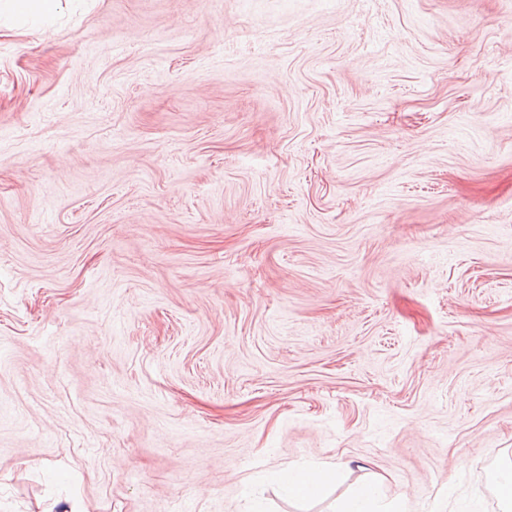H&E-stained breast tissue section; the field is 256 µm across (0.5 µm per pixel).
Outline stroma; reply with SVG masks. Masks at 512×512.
<instances>
[{
    "mask_svg": "<svg viewBox=\"0 0 512 512\" xmlns=\"http://www.w3.org/2000/svg\"><path fill=\"white\" fill-rule=\"evenodd\" d=\"M499 457L512 0L0 20V512H503ZM274 481L279 483L292 498L308 500L318 497L324 487L334 478V471L328 468L313 470H281L271 474ZM336 512H406V505L401 500L381 505L376 488L369 484L354 490Z\"/></svg>",
    "mask_w": 512,
    "mask_h": 512,
    "instance_id": "obj_1",
    "label": "stroma"
}]
</instances>
